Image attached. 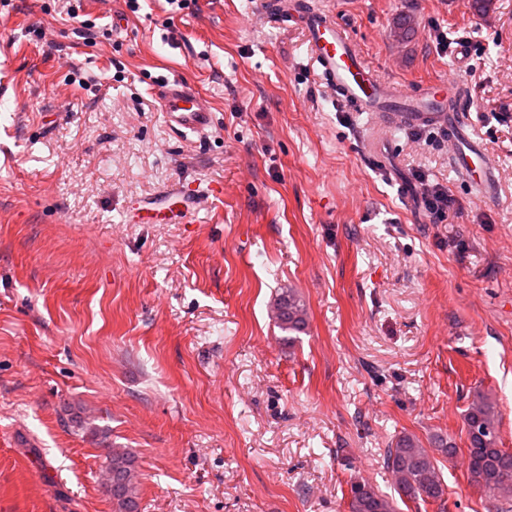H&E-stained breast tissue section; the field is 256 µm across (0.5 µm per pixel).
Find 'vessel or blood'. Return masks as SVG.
Segmentation results:
<instances>
[{"label": "vessel or blood", "instance_id": "vessel-or-blood-1", "mask_svg": "<svg viewBox=\"0 0 512 512\" xmlns=\"http://www.w3.org/2000/svg\"><path fill=\"white\" fill-rule=\"evenodd\" d=\"M261 12L265 17L303 27L309 55L337 99L356 111L372 113L378 123L393 128L447 130L456 171L480 186L484 198L497 197L495 167L484 148L467 133L471 110L468 83L433 82L410 91L381 78L367 63L349 30L318 8L315 0H263ZM156 96L168 126L186 136L202 137L211 130L212 109L188 82L180 78L164 81ZM174 205L186 216L197 208L192 195L168 189L146 207L140 220L145 224L156 221L164 210Z\"/></svg>", "mask_w": 512, "mask_h": 512}]
</instances>
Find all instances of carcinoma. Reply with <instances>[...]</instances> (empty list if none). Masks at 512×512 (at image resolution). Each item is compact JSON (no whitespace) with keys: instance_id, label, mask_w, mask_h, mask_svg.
<instances>
[{"instance_id":"cac0c4a2","label":"carcinoma","mask_w":512,"mask_h":512,"mask_svg":"<svg viewBox=\"0 0 512 512\" xmlns=\"http://www.w3.org/2000/svg\"><path fill=\"white\" fill-rule=\"evenodd\" d=\"M276 317L282 330L301 333L307 327L305 303L290 289L275 299ZM469 448L468 471L478 487L497 496L512 498V452L499 447V415L494 402L477 392L464 414ZM457 454L455 443L440 436L430 438L425 447L416 436L402 434L386 449L384 465L394 477L395 488L403 505L415 506L441 501L446 493L441 479L440 460ZM112 473V503L115 512H141L139 494L131 480V461L127 454L112 449L107 456ZM350 512H396L394 499L380 493L367 482L352 481L349 489Z\"/></svg>"}]
</instances>
